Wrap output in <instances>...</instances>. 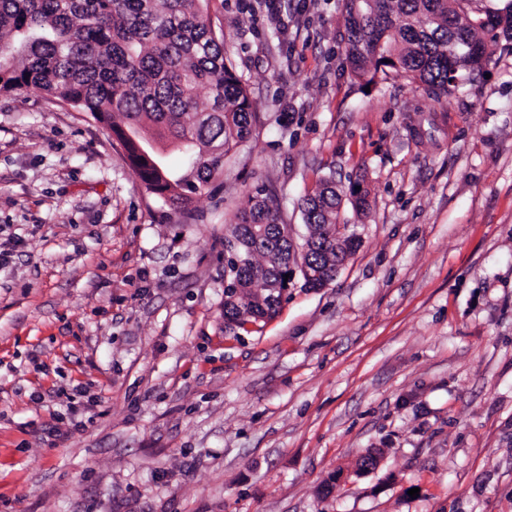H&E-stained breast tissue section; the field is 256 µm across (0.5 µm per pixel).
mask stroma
<instances>
[{"instance_id": "stroma-1", "label": "stroma", "mask_w": 512, "mask_h": 512, "mask_svg": "<svg viewBox=\"0 0 512 512\" xmlns=\"http://www.w3.org/2000/svg\"><path fill=\"white\" fill-rule=\"evenodd\" d=\"M211 14L259 120L194 222L90 115L0 93V512H512V40L440 95L354 80L342 0ZM329 175L366 180L358 247L228 328L226 225L264 187L302 244Z\"/></svg>"}]
</instances>
